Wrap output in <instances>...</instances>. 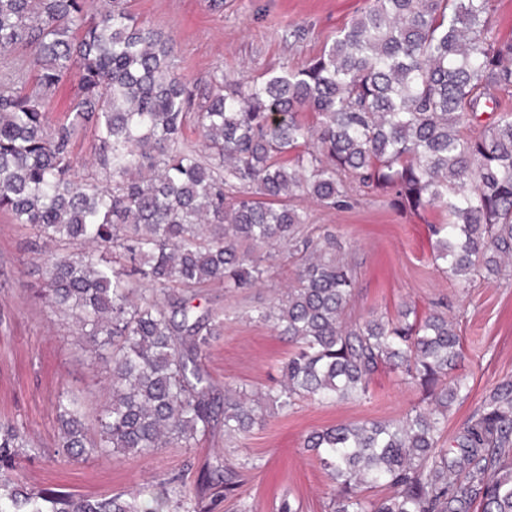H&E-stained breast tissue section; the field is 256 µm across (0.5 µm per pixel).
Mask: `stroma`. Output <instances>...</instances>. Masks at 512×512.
I'll return each mask as SVG.
<instances>
[{
    "instance_id": "35a3bbf8",
    "label": "stroma",
    "mask_w": 512,
    "mask_h": 512,
    "mask_svg": "<svg viewBox=\"0 0 512 512\" xmlns=\"http://www.w3.org/2000/svg\"><path fill=\"white\" fill-rule=\"evenodd\" d=\"M129 6L140 21L173 37L177 70L195 89L217 71L246 80L271 68H303L364 11L367 0H130ZM298 28L305 31L300 40L292 35ZM80 83L81 73L74 69L50 93L48 127L72 120ZM96 147L93 125L79 126L71 147L75 173L101 183L105 177L94 164ZM307 211L306 233L314 238L326 230L335 234L356 266L353 319L391 318L405 303L421 312L431 303H447L464 342V358L455 373L466 377L469 387L467 396L448 411L443 444L451 446L492 389L512 381V282L477 277L458 284L443 277L430 256L428 224L436 213L423 219L406 216L376 197L342 210L311 202ZM49 249L28 227L0 213V418L22 423L30 432L33 448L18 470L29 488L98 498L152 492L176 476L201 497L206 512H240L245 505L251 512H276L286 498L301 502L304 512H330V482L304 450V438L340 423L398 420L422 402L419 388L384 369L373 377L367 400L334 405L302 401L285 412L272 408L263 427L238 440L225 439L224 425L218 422L193 448L58 465L57 395L73 392L96 409L108 398L110 372L77 335L72 320L38 295ZM271 262L268 285L230 292L210 284L194 301L199 311L224 320L221 335L202 357L218 387L265 391L280 384V367L291 344L246 317L276 301L292 280L293 266L281 254ZM227 461L241 467L239 482L229 493L208 481L209 473Z\"/></svg>"
}]
</instances>
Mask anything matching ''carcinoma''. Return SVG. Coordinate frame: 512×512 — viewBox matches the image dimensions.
Wrapping results in <instances>:
<instances>
[{
	"mask_svg": "<svg viewBox=\"0 0 512 512\" xmlns=\"http://www.w3.org/2000/svg\"><path fill=\"white\" fill-rule=\"evenodd\" d=\"M26 48L40 90L0 80V212L63 248L44 259L40 293L72 316L111 374L88 432L84 401L61 392L55 463L192 448L218 415L224 436L263 425L266 407L369 396L388 367L428 403L396 422L364 420L310 433L304 447L336 485L332 512H512V382L494 388L439 447L448 409L466 391L448 312L346 321L354 267L327 234H304L311 198L340 208L383 197L431 225L432 260L450 282L505 277L512 256V39L493 31L490 0H372L300 70L252 81L216 72L196 91L174 65V42L139 22L126 0L89 14L84 0H0V49ZM83 73L74 118L52 130L45 95ZM492 103L493 122L478 128ZM314 115L308 124L301 114ZM92 118L111 184L73 172L76 125ZM194 120L201 149L184 144ZM284 246L294 280L250 320L294 351L280 387L219 393L200 356L223 320L195 315V289L261 284L264 248ZM147 287L165 301L135 299ZM32 447L25 426L0 420V512H201L179 478L144 497L85 499L34 491L16 478ZM384 485L370 500L363 491Z\"/></svg>",
	"mask_w": 512,
	"mask_h": 512,
	"instance_id": "obj_1",
	"label": "carcinoma"
}]
</instances>
